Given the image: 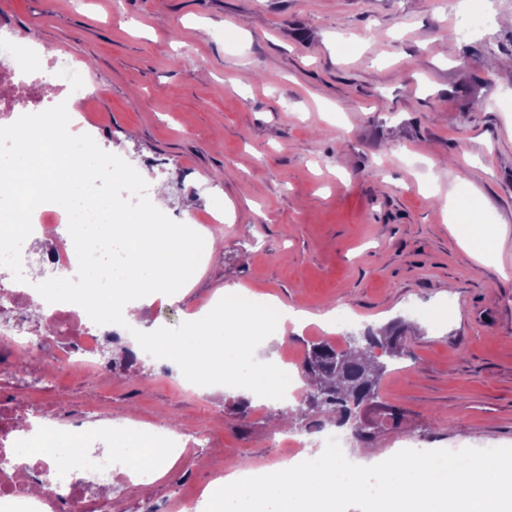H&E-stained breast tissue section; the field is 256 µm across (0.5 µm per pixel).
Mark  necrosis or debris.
<instances>
[{
    "instance_id": "1",
    "label": "necrosis or debris",
    "mask_w": 512,
    "mask_h": 512,
    "mask_svg": "<svg viewBox=\"0 0 512 512\" xmlns=\"http://www.w3.org/2000/svg\"><path fill=\"white\" fill-rule=\"evenodd\" d=\"M37 292L30 284H12L0 289V303L10 304L12 311L0 315V449L14 447L26 427L23 417L34 416L64 434L95 429L98 440L111 439L115 425L123 429L138 426L139 418L127 415L116 418L112 405L101 402V395L112 392L113 369L101 356V344L108 341L122 348H132L130 332L119 333L106 325L87 326L78 309L59 303L44 325L30 322ZM25 358L29 373L53 364L64 370L81 369L97 405L65 404L57 394L38 403L24 401L17 388L21 376L16 371L18 358ZM99 462L75 474L56 467L43 454H33L19 470H0V512H118L123 499L119 487H130L131 477L118 462L95 450ZM56 481L54 494H41L37 486Z\"/></svg>"
}]
</instances>
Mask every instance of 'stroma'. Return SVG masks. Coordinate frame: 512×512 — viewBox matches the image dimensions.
<instances>
[{
  "instance_id": "35a3bbf8",
  "label": "stroma",
  "mask_w": 512,
  "mask_h": 512,
  "mask_svg": "<svg viewBox=\"0 0 512 512\" xmlns=\"http://www.w3.org/2000/svg\"><path fill=\"white\" fill-rule=\"evenodd\" d=\"M0 0V34L72 62L95 90L100 148L165 183V213L223 227L175 301L142 305L143 331L174 327L221 289L278 296L342 324L265 343L301 364L309 343L401 321L411 356L392 359L360 413L371 464L405 436L422 450L512 447V0L456 31L455 0ZM480 218L505 240L471 258L445 212L464 173ZM112 379L144 421L204 432L181 471L264 469L288 448L273 423L308 436L319 408L288 398L239 417L240 390L200 404L154 362Z\"/></svg>"
}]
</instances>
